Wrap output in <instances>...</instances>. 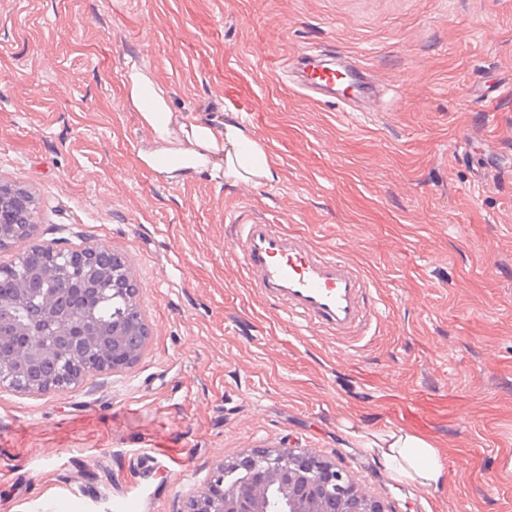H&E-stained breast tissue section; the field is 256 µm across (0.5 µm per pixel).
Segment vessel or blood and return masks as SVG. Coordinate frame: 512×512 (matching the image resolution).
Returning a JSON list of instances; mask_svg holds the SVG:
<instances>
[{"mask_svg":"<svg viewBox=\"0 0 512 512\" xmlns=\"http://www.w3.org/2000/svg\"><path fill=\"white\" fill-rule=\"evenodd\" d=\"M286 70L302 95L326 97L344 109L365 91L357 71L337 69L306 49L289 54ZM227 219L235 228L233 255L263 299L321 327L346 347H357L369 335L378 313L360 265L321 249L308 235L256 217L248 203L228 212Z\"/></svg>","mask_w":512,"mask_h":512,"instance_id":"1","label":"vessel or blood"}]
</instances>
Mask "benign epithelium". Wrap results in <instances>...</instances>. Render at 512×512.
Masks as SVG:
<instances>
[{"label": "benign epithelium", "mask_w": 512, "mask_h": 512, "mask_svg": "<svg viewBox=\"0 0 512 512\" xmlns=\"http://www.w3.org/2000/svg\"><path fill=\"white\" fill-rule=\"evenodd\" d=\"M11 187L0 181V241L12 240L17 231L30 238L36 225L7 206ZM50 255L42 274L61 275L78 267L83 281L91 285L102 275L129 295L127 313L107 326L89 311L63 316L58 329L46 336L36 329V320L14 317L26 306V290L18 288L13 300L0 299V336L13 331L27 336L25 343L0 357V388L46 394L78 383L89 371H120L142 355L149 341V326L141 312L137 281L127 261L99 247L66 250L41 246ZM112 339V364L100 360L106 338ZM254 461V472L242 483L229 485L224 470L232 463L223 460L202 486L190 491L184 512H269L274 490L284 494L279 512H392L384 502L368 494L339 463L326 460L305 448H256L240 459Z\"/></svg>", "instance_id": "benign-epithelium-1"}]
</instances>
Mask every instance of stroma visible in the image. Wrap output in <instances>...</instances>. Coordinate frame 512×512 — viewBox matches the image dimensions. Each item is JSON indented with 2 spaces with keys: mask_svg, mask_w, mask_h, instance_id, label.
<instances>
[{
  "mask_svg": "<svg viewBox=\"0 0 512 512\" xmlns=\"http://www.w3.org/2000/svg\"><path fill=\"white\" fill-rule=\"evenodd\" d=\"M306 45L361 64L377 105L347 120L256 56ZM133 66L182 120L242 122L266 149L253 209L365 269V346L250 288L235 183L139 165ZM0 180L36 201L0 264L107 247L150 329L122 371L0 388V512H182L217 461L273 446L341 463L395 512H512V0H0ZM388 428L441 449L442 485L390 481L353 439Z\"/></svg>",
  "mask_w": 512,
  "mask_h": 512,
  "instance_id": "obj_1",
  "label": "stroma"
}]
</instances>
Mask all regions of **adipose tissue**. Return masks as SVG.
Listing matches in <instances>:
<instances>
[{
    "mask_svg": "<svg viewBox=\"0 0 512 512\" xmlns=\"http://www.w3.org/2000/svg\"><path fill=\"white\" fill-rule=\"evenodd\" d=\"M125 98L152 142L138 160L157 176L179 180L220 168L225 178L244 183L272 178L267 152L242 128L227 122L178 121L164 89L146 73L129 71ZM355 440L382 462L392 480L429 487L445 477L441 450L422 437L388 430L370 437L359 434Z\"/></svg>",
    "mask_w": 512,
    "mask_h": 512,
    "instance_id": "adipose-tissue-1",
    "label": "adipose tissue"
}]
</instances>
